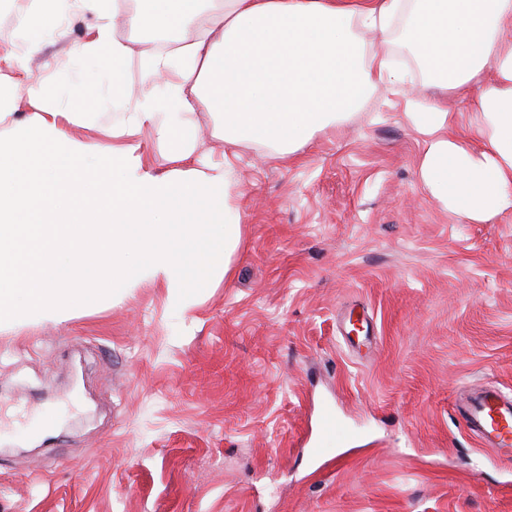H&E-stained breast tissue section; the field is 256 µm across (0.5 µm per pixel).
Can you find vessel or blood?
I'll list each match as a JSON object with an SVG mask.
<instances>
[{
	"instance_id": "1",
	"label": "vessel or blood",
	"mask_w": 512,
	"mask_h": 512,
	"mask_svg": "<svg viewBox=\"0 0 512 512\" xmlns=\"http://www.w3.org/2000/svg\"><path fill=\"white\" fill-rule=\"evenodd\" d=\"M467 429L485 447L500 453L512 452V396L499 389H488L469 395L456 405Z\"/></svg>"
}]
</instances>
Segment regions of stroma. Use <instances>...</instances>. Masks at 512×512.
I'll list each match as a JSON object with an SVG mask.
<instances>
[{"instance_id": "stroma-1", "label": "stroma", "mask_w": 512, "mask_h": 512, "mask_svg": "<svg viewBox=\"0 0 512 512\" xmlns=\"http://www.w3.org/2000/svg\"><path fill=\"white\" fill-rule=\"evenodd\" d=\"M93 24L67 10L30 64L86 142L153 50L116 24L115 96L68 55ZM410 109L381 89L296 161L238 148L232 274L189 306L145 279L0 329V512H512V455L456 410L471 385L512 393V213L471 224L424 190Z\"/></svg>"}]
</instances>
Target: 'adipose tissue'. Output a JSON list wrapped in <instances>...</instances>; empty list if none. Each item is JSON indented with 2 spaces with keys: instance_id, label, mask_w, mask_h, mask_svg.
Wrapping results in <instances>:
<instances>
[{
  "instance_id": "ef3b65f1",
  "label": "adipose tissue",
  "mask_w": 512,
  "mask_h": 512,
  "mask_svg": "<svg viewBox=\"0 0 512 512\" xmlns=\"http://www.w3.org/2000/svg\"><path fill=\"white\" fill-rule=\"evenodd\" d=\"M92 13L79 59L106 58L122 90L128 46L113 36V0H37L17 30L25 51L7 56L0 104L26 94L29 132L0 131V324L87 310L150 279L192 289L211 278L213 251L232 257L242 238L228 195L236 149L246 143L295 155L316 133L359 108L376 89L398 91L406 72L363 35H399L449 92L464 95L469 129L455 112L421 99L409 119L424 138L420 178L448 212L475 224L512 211V0H131L132 34L173 35L179 45L147 59L153 77L122 122L129 144L85 143L45 112L47 85L30 76L37 37L59 27L63 5ZM224 116L226 151L198 157L188 114ZM150 129L173 143L174 167L157 176L132 138Z\"/></svg>"
}]
</instances>
